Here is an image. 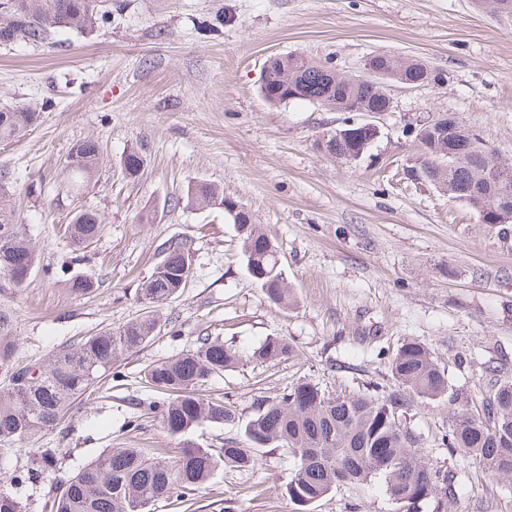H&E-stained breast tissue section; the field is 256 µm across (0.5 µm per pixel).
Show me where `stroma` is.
I'll return each instance as SVG.
<instances>
[{"label":"stroma","instance_id":"35a3bbf8","mask_svg":"<svg viewBox=\"0 0 512 512\" xmlns=\"http://www.w3.org/2000/svg\"><path fill=\"white\" fill-rule=\"evenodd\" d=\"M96 31L60 30L53 43L0 45V108L28 107L39 119L0 142V191L35 243L38 267L20 288L0 275V308L19 336V366L100 330L153 311L161 328L112 368L110 393L76 402L67 422L0 447V478L27 469L40 448L56 470L11 493L41 512L61 479L106 448L181 447L154 409L143 377L158 359L220 336L239 351L288 339L289 359L237 365L202 387L235 410L234 424L204 423L190 435L208 448L241 437V424L300 379L333 394H386L389 362L408 340L426 344L448 377L447 396L412 398L405 423L422 459L447 475L456 495L414 512H512V479L450 452L449 397L480 409L495 381L512 380V239L488 232L466 203L406 175L417 151L408 121L447 112L512 161V16L488 0H112ZM387 51L419 58L447 81L389 86L394 107L377 116L381 138L358 163L318 153L326 128L365 113L328 112L306 102L272 106L259 95L270 57L300 54L342 73ZM96 141L95 177L69 181L73 145ZM141 148L144 170L122 160ZM208 182L250 211L277 247L294 301L271 303L250 277L235 225L218 208L189 206ZM89 210L99 237L71 264L63 234ZM171 237L194 242L187 288L149 308L142 283ZM96 283L84 296L65 273ZM495 373H488V366ZM251 467L218 468L202 489L163 499L154 512H297L286 487L296 468L285 448H258ZM310 512H402L382 480L337 485Z\"/></svg>","mask_w":512,"mask_h":512}]
</instances>
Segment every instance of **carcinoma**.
<instances>
[{"mask_svg": "<svg viewBox=\"0 0 512 512\" xmlns=\"http://www.w3.org/2000/svg\"><path fill=\"white\" fill-rule=\"evenodd\" d=\"M100 0H0V27L12 32L9 43L41 44L61 29L92 31L110 19L112 10H100ZM325 64L298 55L270 59L265 66L259 94L271 105L305 101L328 111L370 112L387 106L385 85L424 79L434 85L435 69L418 59H402L387 53L373 54L364 67L380 72L378 83L353 75L341 81L324 70ZM38 113L26 108L0 109V141L20 137L37 123ZM336 153L366 154L374 140L356 127H340ZM451 134L469 152L468 165L443 159L440 136L429 133L421 140L414 160L426 166V180L441 187L452 199L482 213L492 195L512 189V165H505L472 144L470 128L458 121ZM69 174L76 182L92 178L101 159L99 145L79 141L71 149ZM130 176L144 165L142 153L133 148L123 159ZM189 202L224 207L225 219L238 224L246 264L254 265L257 280L269 301L286 305L290 288L282 276L280 256L273 243L257 245L264 235L250 211L231 213V199L215 186L199 183ZM102 230L100 218L80 212L66 228L75 246L90 243ZM192 241L170 238L161 245V259L140 288L141 299L153 306L177 298V285ZM37 267L34 246L14 207L0 196V274L20 288ZM158 321L149 312L116 329H105L69 346L54 349L29 367H18L14 356L18 336L13 315L0 308V376L8 385L0 389V447L23 443L44 429L58 425L72 405L101 388L112 375V366L123 355L144 347L157 333ZM288 341L269 337L259 347L240 352L224 347L219 338L205 337L185 353L160 359L144 372L155 391L167 395L159 408L161 422L172 436L185 434L204 422L230 424L236 412L222 402L205 400L198 390L209 379L238 364L267 363L291 356ZM397 388L383 398L359 393L336 396L317 384L300 380L279 400L265 403L246 423L245 442L228 440L224 447L202 448L186 444L175 456H156L142 448H108L75 474L63 479L49 512H152L162 498L195 491L221 465L230 468L255 465L252 448H288L298 460L288 481L291 501L306 508L341 483L382 480L385 491L397 503L412 510L437 492L440 470L421 459L418 437L403 422L410 394L433 400L448 393V377L423 343L407 341L390 363ZM448 448L472 458L491 475L512 478V381L497 382L485 400L484 417L473 415L465 404L454 408L448 431ZM55 466V453L40 452L37 467L14 475L10 482H35L42 471ZM0 512H25L21 502L0 485Z\"/></svg>", "mask_w": 512, "mask_h": 512, "instance_id": "1", "label": "carcinoma"}]
</instances>
